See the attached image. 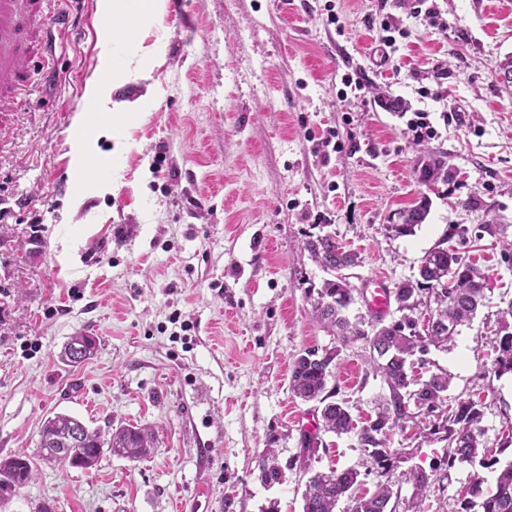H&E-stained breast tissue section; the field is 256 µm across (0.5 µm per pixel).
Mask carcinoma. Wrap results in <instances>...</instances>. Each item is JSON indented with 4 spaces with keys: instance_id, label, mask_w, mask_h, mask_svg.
<instances>
[{
    "instance_id": "cac0c4a2",
    "label": "carcinoma",
    "mask_w": 512,
    "mask_h": 512,
    "mask_svg": "<svg viewBox=\"0 0 512 512\" xmlns=\"http://www.w3.org/2000/svg\"><path fill=\"white\" fill-rule=\"evenodd\" d=\"M427 212V202L422 200L399 212L396 223L386 225V229L395 237L410 236L425 221ZM463 233L459 227L451 228L421 258L418 278L393 288L391 296L398 316L389 321L384 315L367 319L351 314L356 289L342 272L359 264L357 253L345 249L329 233L309 235L303 242L300 253L331 273V278L317 291L312 317L339 343L330 349H306L291 364L289 389L293 396L319 403L318 426L315 431L301 435L303 454L310 459L318 455L323 446L321 432L336 436L352 433L366 453L370 468L378 470L385 481L378 482L372 494H360L357 469L330 467L316 471L308 467L302 512H336L341 502L345 503L343 512H397L402 500L396 482L388 477V448L394 432L409 427L429 441L447 442L444 464L448 470L458 464L495 468L496 476L490 485L484 478L475 477L460 501V512H471L477 498L481 499L477 505L482 512H512V460L501 466L499 459L490 458L483 451V404L469 400L449 408L450 375L440 372L424 378L414 371L416 356L425 355L431 345L448 346L458 328L470 324L484 306L486 276L469 265L451 245L453 238ZM498 324L490 346L497 353L495 370L503 375L512 373V302L498 311ZM359 342L369 352L367 362L372 372L386 387L374 416L360 425L354 422L348 403L334 400L336 392L327 389L338 347ZM95 350V337L79 332L71 337L64 353L70 363L79 365L91 358ZM152 447L154 437L149 430L128 425L104 432L88 428L74 416L57 414L44 423L38 452L48 462L89 470L106 453L134 462L145 457ZM300 463L298 455L283 468L278 463L277 449H264L259 460L264 485L286 483V470H293ZM32 477V463L27 456L1 460L0 499H6ZM408 480L416 489L415 496L421 497L436 478L435 473L417 468L409 472Z\"/></svg>"
}]
</instances>
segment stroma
Masks as SVG:
<instances>
[{
  "label": "stroma",
  "mask_w": 512,
  "mask_h": 512,
  "mask_svg": "<svg viewBox=\"0 0 512 512\" xmlns=\"http://www.w3.org/2000/svg\"><path fill=\"white\" fill-rule=\"evenodd\" d=\"M69 31L35 56L24 108L0 116V460L34 476L0 512H302L305 479L265 487L258 460L300 452L314 420L288 379L305 348L335 346L312 322L329 274L300 259L305 233H334L368 313L373 276L413 278L447 233L491 285L487 305L430 370L450 404L481 398L482 442L512 458V374L484 343L512 302V263L481 228L512 236V0H163L133 42H117L106 0H49ZM52 69L54 82L44 79ZM114 74V82L103 74ZM140 103L131 125L97 119ZM423 112L434 133L415 140ZM448 178L423 182L432 160ZM428 199L414 235L394 213ZM98 340L83 365L62 358L75 333ZM331 386L356 420L385 387L362 344L340 349ZM89 428H151L131 462L80 470L37 457L55 414ZM318 466L361 467L354 435H325ZM392 474L443 468L446 447L395 435ZM473 469L424 494L423 512H457Z\"/></svg>",
  "instance_id": "stroma-1"
}]
</instances>
